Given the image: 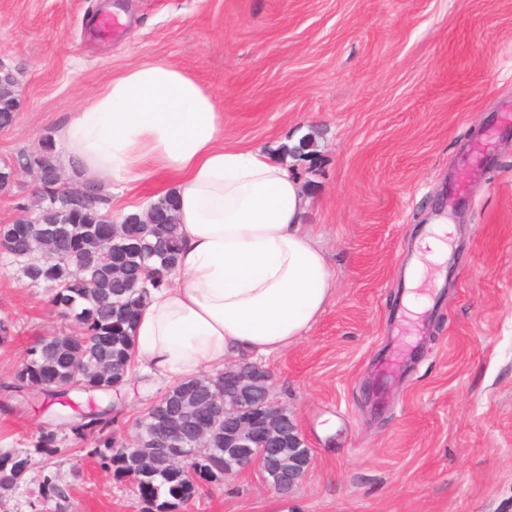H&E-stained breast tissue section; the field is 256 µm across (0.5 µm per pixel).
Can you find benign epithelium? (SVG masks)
<instances>
[{"mask_svg": "<svg viewBox=\"0 0 512 512\" xmlns=\"http://www.w3.org/2000/svg\"><path fill=\"white\" fill-rule=\"evenodd\" d=\"M272 376L259 365L248 361H234L224 365V400L198 402L179 414H164L150 434H137L150 448L169 449L177 459L187 460L179 454L177 441L189 429L194 432L196 457L213 454L206 435L214 430L217 421L229 407H244L235 430L228 436L232 449V462L224 464L223 476L255 466L262 470L268 485L287 492L302 477L310 457H288V466L268 470L262 467L264 447L286 443L298 447L304 443L298 428L288 412L271 397Z\"/></svg>", "mask_w": 512, "mask_h": 512, "instance_id": "benign-epithelium-1", "label": "benign epithelium"}]
</instances>
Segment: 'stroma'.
Wrapping results in <instances>:
<instances>
[{
	"label": "stroma",
	"mask_w": 512,
	"mask_h": 512,
	"mask_svg": "<svg viewBox=\"0 0 512 512\" xmlns=\"http://www.w3.org/2000/svg\"><path fill=\"white\" fill-rule=\"evenodd\" d=\"M111 13L121 33L95 41ZM164 60L224 108V143L299 178L301 221L335 286L311 328L258 357L310 466L288 495L249 468L184 512H512V0H0V60L21 83L0 159L54 141L122 68ZM455 239L404 304L420 233ZM0 451L33 468L0 512H143L64 422L116 404L117 442L168 388L135 371L117 393L11 392L31 343L69 334L45 291L0 255ZM61 451L35 453L42 433ZM65 499L43 496L44 477Z\"/></svg>",
	"instance_id": "1"
}]
</instances>
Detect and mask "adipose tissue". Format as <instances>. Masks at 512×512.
<instances>
[{
  "label": "adipose tissue",
  "mask_w": 512,
  "mask_h": 512,
  "mask_svg": "<svg viewBox=\"0 0 512 512\" xmlns=\"http://www.w3.org/2000/svg\"><path fill=\"white\" fill-rule=\"evenodd\" d=\"M88 178L128 185L161 175L177 200L182 245L161 287L149 289L135 360L182 380L232 356L288 347L328 303L333 273L301 223L305 199L263 149L224 144V110L188 71L163 61L127 67L59 129ZM452 231L436 221L420 243L405 304L421 310L427 264L443 262Z\"/></svg>",
  "instance_id": "1"
}]
</instances>
